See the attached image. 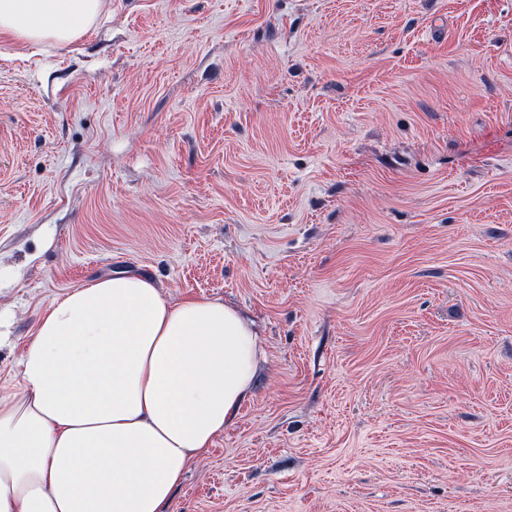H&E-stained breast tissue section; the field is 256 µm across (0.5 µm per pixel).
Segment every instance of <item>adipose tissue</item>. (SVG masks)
<instances>
[{
    "instance_id": "adipose-tissue-1",
    "label": "adipose tissue",
    "mask_w": 512,
    "mask_h": 512,
    "mask_svg": "<svg viewBox=\"0 0 512 512\" xmlns=\"http://www.w3.org/2000/svg\"><path fill=\"white\" fill-rule=\"evenodd\" d=\"M105 0H0V34L70 44ZM265 352L219 300L166 299L117 274L41 313L0 382V512H165L199 453L248 402Z\"/></svg>"
}]
</instances>
